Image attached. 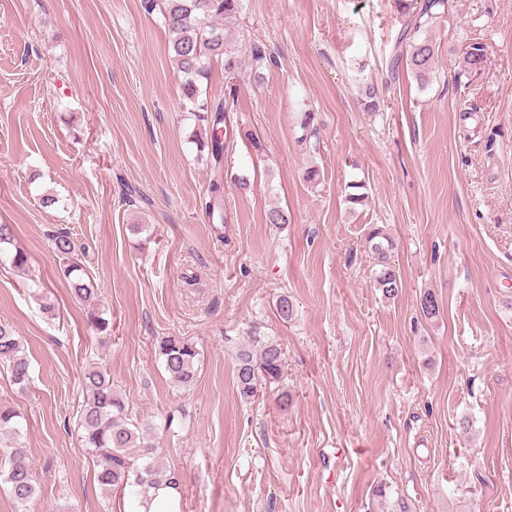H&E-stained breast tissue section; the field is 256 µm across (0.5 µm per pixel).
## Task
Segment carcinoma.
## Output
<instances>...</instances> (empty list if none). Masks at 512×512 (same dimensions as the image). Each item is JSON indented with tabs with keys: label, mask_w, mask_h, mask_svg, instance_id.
<instances>
[{
	"label": "carcinoma",
	"mask_w": 512,
	"mask_h": 512,
	"mask_svg": "<svg viewBox=\"0 0 512 512\" xmlns=\"http://www.w3.org/2000/svg\"><path fill=\"white\" fill-rule=\"evenodd\" d=\"M243 0H142L144 11L162 16L168 30V53L177 73L183 75L184 95L197 105L198 82L205 78L213 62L224 63L225 74L234 77L242 67L238 48L229 40L228 27L237 21ZM401 14L406 17L400 40L408 41V49L397 53L388 69V80L399 77L400 69L411 73L420 86L429 85L435 72L438 49L431 29L448 14L449 0H397ZM485 45L476 41L467 46L466 63L477 67L485 62ZM199 106V105H197ZM209 127L203 143L207 157L214 161V176L209 182L205 202L210 219L224 223V174L220 164L226 149L236 136L243 133L231 117L233 105L220 101L210 106L200 105ZM14 237L9 224H0V256L11 258L13 266L26 272L27 256L9 249ZM52 245L64 255L66 262L58 274L80 301L92 303L97 299L98 286L86 272L80 248L71 233L60 229L52 234ZM365 245L375 266V284L382 295L395 298L402 288V279L391 261L393 242L379 227L370 229ZM421 315L432 320L439 315V303L427 292L420 300ZM159 356L170 380L189 386L196 379L199 353L193 342L179 336H165L158 342ZM0 363L10 371L12 381L25 386L30 379V363L19 337L7 325L0 323ZM283 366V351L276 342L266 341L259 350L242 349L236 356L235 378L240 398L249 402L264 383L279 379ZM87 398L80 416L81 441L99 458L97 480L107 493L131 489L140 500L150 491L165 486L179 489L176 472L162 467L155 456L154 428L132 420L125 403L112 385L110 376L93 367L85 373ZM19 415L11 408L0 407V434L21 436ZM9 468L4 475L10 494L20 506L30 502L36 493L33 462L26 450L15 447L9 453Z\"/></svg>",
	"instance_id": "1"
}]
</instances>
